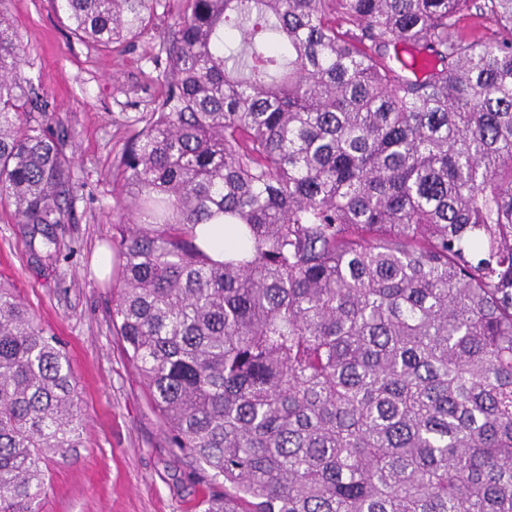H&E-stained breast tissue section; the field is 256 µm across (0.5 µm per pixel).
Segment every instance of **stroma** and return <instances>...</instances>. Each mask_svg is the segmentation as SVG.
I'll return each instance as SVG.
<instances>
[{
	"label": "stroma",
	"instance_id": "1",
	"mask_svg": "<svg viewBox=\"0 0 512 512\" xmlns=\"http://www.w3.org/2000/svg\"><path fill=\"white\" fill-rule=\"evenodd\" d=\"M181 7L161 0L140 37L108 50L73 35L53 0H0V17L21 41L23 68L49 104L51 128L66 140L75 179L69 214L53 228L56 261L45 260L27 226L0 208V278L60 339L85 420L82 447L48 461L37 512H200L213 492L197 478V463L168 447L112 326L116 279L104 262L129 219L117 200L132 121L165 91L156 58Z\"/></svg>",
	"mask_w": 512,
	"mask_h": 512
}]
</instances>
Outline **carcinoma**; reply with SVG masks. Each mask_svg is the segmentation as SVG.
<instances>
[{
  "label": "carcinoma",
  "instance_id": "1",
  "mask_svg": "<svg viewBox=\"0 0 512 512\" xmlns=\"http://www.w3.org/2000/svg\"><path fill=\"white\" fill-rule=\"evenodd\" d=\"M157 5L56 0L104 48ZM471 6L494 36L460 34ZM162 52L112 325L224 486L202 512H512V0H185ZM48 109L0 20V207L52 260L74 178ZM219 218L237 259L197 243ZM82 439L63 348L0 280V512Z\"/></svg>",
  "mask_w": 512,
  "mask_h": 512
}]
</instances>
